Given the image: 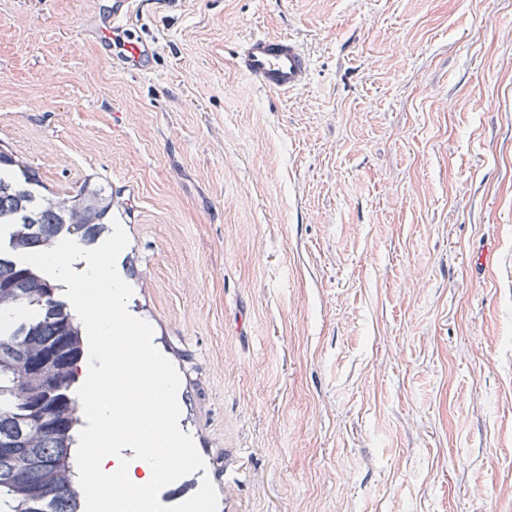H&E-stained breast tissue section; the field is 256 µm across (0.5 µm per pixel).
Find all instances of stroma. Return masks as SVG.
<instances>
[{
    "label": "stroma",
    "mask_w": 512,
    "mask_h": 512,
    "mask_svg": "<svg viewBox=\"0 0 512 512\" xmlns=\"http://www.w3.org/2000/svg\"><path fill=\"white\" fill-rule=\"evenodd\" d=\"M0 0V147L111 186L237 512H512V0ZM312 57L292 93L227 62ZM132 0L112 1V39L113 32L122 33L124 51L120 54L124 65L134 70H146L152 64V52L146 41L140 37L136 30L127 23L128 13L132 10ZM113 45L121 49L122 40L120 36L113 39ZM235 71L269 92H290L304 87L312 68L310 56L289 34H253L243 39L232 58Z\"/></svg>",
    "instance_id": "1"
}]
</instances>
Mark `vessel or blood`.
Here are the masks:
<instances>
[{"label":"vessel or blood","instance_id":"obj_1","mask_svg":"<svg viewBox=\"0 0 512 512\" xmlns=\"http://www.w3.org/2000/svg\"><path fill=\"white\" fill-rule=\"evenodd\" d=\"M131 10V0H112V26L122 34L123 64L143 71L152 64V52L147 42L128 24ZM232 66L259 88L279 93L304 87L309 79L312 61L291 35L253 34L240 42L232 58Z\"/></svg>","mask_w":512,"mask_h":512}]
</instances>
